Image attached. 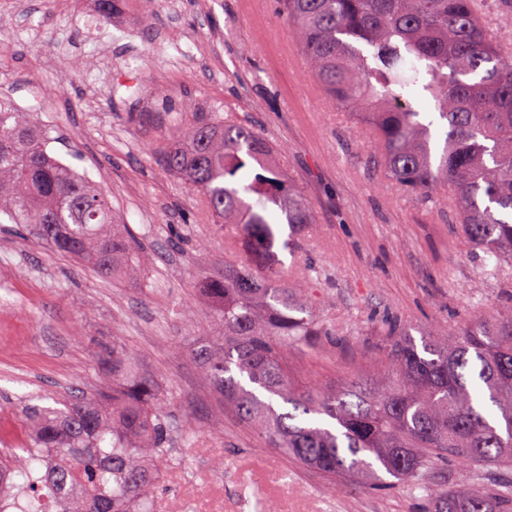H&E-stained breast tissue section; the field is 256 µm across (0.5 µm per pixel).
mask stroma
<instances>
[{
  "label": "stroma",
  "mask_w": 512,
  "mask_h": 512,
  "mask_svg": "<svg viewBox=\"0 0 512 512\" xmlns=\"http://www.w3.org/2000/svg\"><path fill=\"white\" fill-rule=\"evenodd\" d=\"M120 7L90 34L83 19L97 16L96 0H0V102L49 130L52 153L108 195L144 256L136 279L113 283L0 224V425L24 436L26 400L95 392L105 375L94 344L115 339L167 385L174 453L189 461L164 468L156 512H255L260 500L275 512H423L431 485L512 490V472L451 460L382 493L335 486L225 409L189 349L214 331L194 282L223 274L228 234L158 160L169 112L244 116L310 204L301 252L275 253L314 289L326 330L289 347L296 386L379 372L391 325L417 337L491 321L512 309V265L486 267L446 200L425 203L391 183L366 128L322 105L306 68L279 61L278 42L293 37L271 0H185L178 15H147L137 0Z\"/></svg>",
  "instance_id": "1"
}]
</instances>
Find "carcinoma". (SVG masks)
Listing matches in <instances>:
<instances>
[{"label": "carcinoma", "instance_id": "carcinoma-1", "mask_svg": "<svg viewBox=\"0 0 512 512\" xmlns=\"http://www.w3.org/2000/svg\"><path fill=\"white\" fill-rule=\"evenodd\" d=\"M311 79L374 134L385 176L422 201L448 190L465 238L512 264V42L485 0H274ZM422 93L433 111L412 101ZM45 129L0 104V224L17 225L102 278L143 256L106 194L47 149ZM162 167L190 186L237 253L199 290L220 332L199 368L239 418L302 466L380 486L418 481L441 458L512 469V311L421 336L392 327L387 373L339 389L288 381V345L321 335L315 298L270 262L293 254L312 211L248 122L177 115ZM111 378L60 407H21L27 440L0 449V512H152L175 426L157 375L114 340L97 351ZM424 512H512V494L431 489Z\"/></svg>", "mask_w": 512, "mask_h": 512}]
</instances>
